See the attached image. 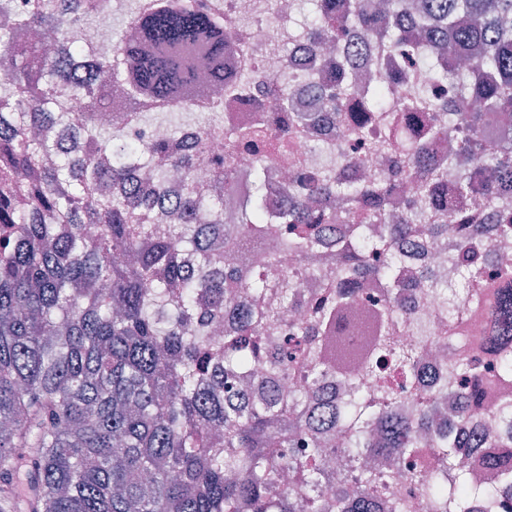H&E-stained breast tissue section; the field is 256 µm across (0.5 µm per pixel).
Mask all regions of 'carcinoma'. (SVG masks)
<instances>
[{"instance_id":"1","label":"carcinoma","mask_w":512,"mask_h":512,"mask_svg":"<svg viewBox=\"0 0 512 512\" xmlns=\"http://www.w3.org/2000/svg\"><path fill=\"white\" fill-rule=\"evenodd\" d=\"M312 47L332 40L342 59L318 71V101L338 118L341 90L357 77L366 41L386 38L395 59L372 104L399 96L396 120L359 127L358 146L382 151L415 182L436 223L403 214L389 223L392 186L341 171L312 173L290 150L302 118L253 120L224 133L211 188L196 185V159L178 145H149L139 131L157 111L194 112L199 150L220 128L224 87L245 91L253 75L224 67L228 20L209 0H133L111 51L95 53L112 0H0V512H497L512 491V459L492 455L493 484L476 483L462 448H512V393L487 410L483 362L512 385V282L499 289L483 349L463 347L468 308L487 283L512 275V259L488 261L489 243L512 238V214L483 224L484 201L512 189V0H312ZM83 27L86 40L67 43ZM481 100L448 112L431 89L441 74ZM85 102L80 122L64 112L62 81ZM309 81L264 77L283 107ZM106 102L120 112L97 120ZM37 127L35 140L29 130ZM448 128V163L466 170L447 187L433 139ZM496 136V152L485 139ZM73 150L53 163L59 141ZM256 157L251 192L238 198L236 154ZM273 152L296 173L286 208L271 207L261 161ZM185 175L178 201L161 172ZM173 222L154 223L162 204ZM448 241L462 292L448 293L414 266L408 246ZM284 254L299 259L283 269ZM318 294L304 298L303 284ZM380 288L372 310L360 291ZM435 289L443 341L453 352L448 387L415 388L417 416L400 411L384 381L372 394L353 379L393 362L409 380L428 350L402 339L412 314L404 289ZM303 319L279 342L265 336L285 310ZM228 322L224 345L208 327ZM287 379L303 385L288 395ZM459 399L453 424L430 415L446 391ZM350 468L331 480L323 464L331 437ZM38 452L23 458V450ZM429 449L421 477L397 468ZM25 459L27 495L15 491ZM295 485L278 493L284 472ZM401 476L418 499L381 495Z\"/></svg>"}]
</instances>
